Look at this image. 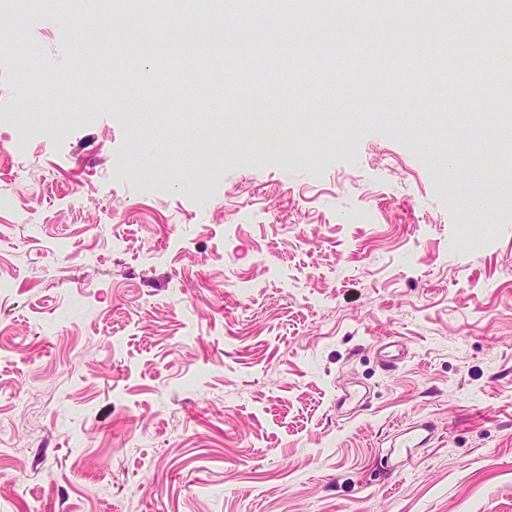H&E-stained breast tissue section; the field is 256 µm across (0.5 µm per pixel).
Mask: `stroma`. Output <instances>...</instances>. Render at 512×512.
I'll list each match as a JSON object with an SVG mask.
<instances>
[{"label": "stroma", "instance_id": "obj_1", "mask_svg": "<svg viewBox=\"0 0 512 512\" xmlns=\"http://www.w3.org/2000/svg\"><path fill=\"white\" fill-rule=\"evenodd\" d=\"M156 5L0 45V512H512V196L448 193L512 134L449 136L447 69L396 82L362 18L325 62L314 26L202 57ZM299 53L228 109L229 57ZM174 57L176 92L113 75Z\"/></svg>", "mask_w": 512, "mask_h": 512}]
</instances>
